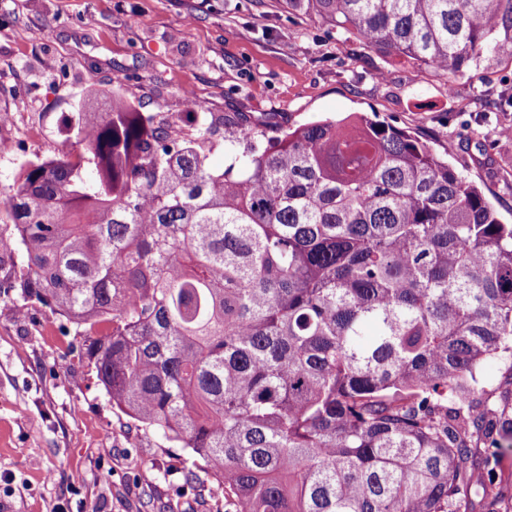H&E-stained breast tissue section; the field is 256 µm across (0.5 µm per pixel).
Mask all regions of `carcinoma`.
<instances>
[{
	"label": "carcinoma",
	"mask_w": 512,
	"mask_h": 512,
	"mask_svg": "<svg viewBox=\"0 0 512 512\" xmlns=\"http://www.w3.org/2000/svg\"><path fill=\"white\" fill-rule=\"evenodd\" d=\"M287 5L450 80L512 57V0ZM189 120L87 91L73 143L0 190L20 297L78 329L112 406L189 449L224 512H512V224L387 122ZM505 367L497 362V361H488L486 362L481 371L479 372V376L484 380L487 385L488 393H489V403L491 405L500 406V389L497 390L499 383L503 380V376L505 375Z\"/></svg>",
	"instance_id": "cac0c4a2"
}]
</instances>
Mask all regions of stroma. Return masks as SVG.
Returning <instances> with one entry per match:
<instances>
[{
    "label": "stroma",
    "instance_id": "35a3bbf8",
    "mask_svg": "<svg viewBox=\"0 0 512 512\" xmlns=\"http://www.w3.org/2000/svg\"><path fill=\"white\" fill-rule=\"evenodd\" d=\"M141 112L297 126L362 113L407 130L512 224V58L482 54L449 80L380 54L284 0H0V188L57 155L82 91ZM0 253V512H224L187 450L113 409L63 317L14 287Z\"/></svg>",
    "mask_w": 512,
    "mask_h": 512
}]
</instances>
